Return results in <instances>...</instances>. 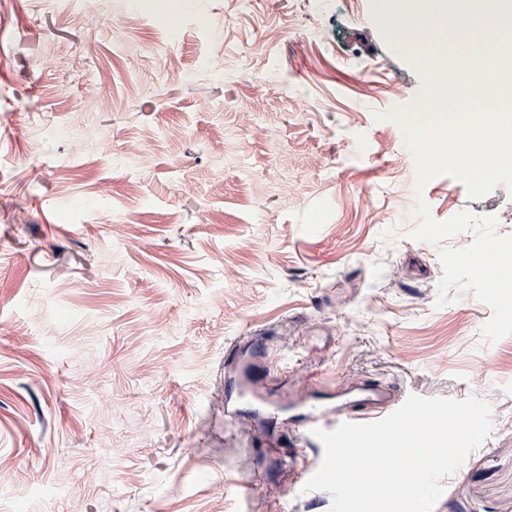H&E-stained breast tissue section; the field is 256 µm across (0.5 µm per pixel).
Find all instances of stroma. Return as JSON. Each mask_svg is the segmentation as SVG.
Returning a JSON list of instances; mask_svg holds the SVG:
<instances>
[{"label":"stroma","mask_w":512,"mask_h":512,"mask_svg":"<svg viewBox=\"0 0 512 512\" xmlns=\"http://www.w3.org/2000/svg\"><path fill=\"white\" fill-rule=\"evenodd\" d=\"M180 2L173 35L149 14L86 28L85 0H0V512H207L220 484L223 512H330L328 492L279 495L283 474L234 493L274 453L224 427V349L259 325L288 352L275 396L300 372L463 400L492 357V434L433 512H512V335L486 342L472 293L437 306L440 248L408 235L421 200L512 235V190L416 191L382 114L421 95L420 58L368 0Z\"/></svg>","instance_id":"1"}]
</instances>
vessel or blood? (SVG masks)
Returning a JSON list of instances; mask_svg holds the SVG:
<instances>
[{
    "label": "vessel or blood",
    "mask_w": 512,
    "mask_h": 512,
    "mask_svg": "<svg viewBox=\"0 0 512 512\" xmlns=\"http://www.w3.org/2000/svg\"><path fill=\"white\" fill-rule=\"evenodd\" d=\"M271 332L248 331L224 350V423L249 419L261 426L266 415L279 408L288 410L289 436L294 446L316 452L324 447L314 429H336L344 423H370L394 412L407 399L390 383L373 384L359 379L342 380L336 392L302 386L271 400L268 372L273 360Z\"/></svg>",
    "instance_id": "b4317fda"
}]
</instances>
